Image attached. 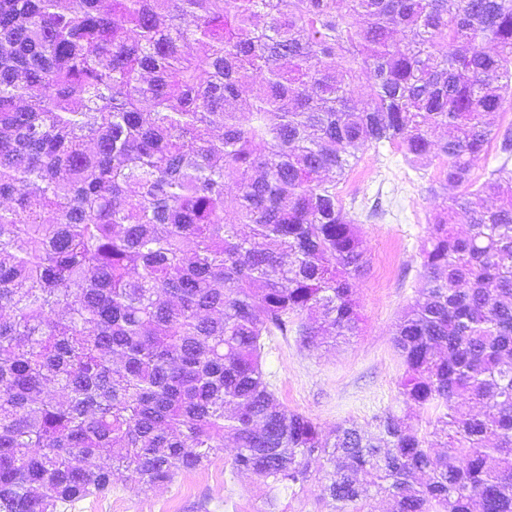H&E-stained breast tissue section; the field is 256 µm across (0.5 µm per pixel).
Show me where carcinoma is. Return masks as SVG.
Listing matches in <instances>:
<instances>
[{
	"mask_svg": "<svg viewBox=\"0 0 512 512\" xmlns=\"http://www.w3.org/2000/svg\"><path fill=\"white\" fill-rule=\"evenodd\" d=\"M509 100L512 0H0V512L67 509L117 471L149 491L226 437L261 512L314 456L331 512L371 491L512 512ZM385 143L446 161L393 333L441 454L392 412L324 434L261 362L290 324L315 336L304 314L358 332L366 246L336 180Z\"/></svg>",
	"mask_w": 512,
	"mask_h": 512,
	"instance_id": "carcinoma-1",
	"label": "carcinoma"
}]
</instances>
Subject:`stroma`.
I'll list each match as a JSON object with an SVG mask.
<instances>
[{"label": "stroma", "mask_w": 512, "mask_h": 512, "mask_svg": "<svg viewBox=\"0 0 512 512\" xmlns=\"http://www.w3.org/2000/svg\"><path fill=\"white\" fill-rule=\"evenodd\" d=\"M440 165L434 157L415 168L388 144L361 153L343 179L348 191L342 196L369 216L361 226L367 267L355 282L360 329L334 339L323 333L309 342L291 333L265 347L263 366L279 400L324 431L348 421L367 426L388 409L415 416L398 395L404 367L393 332L403 309L421 294L427 226L446 204L434 191ZM375 209L376 219L370 216ZM233 455L232 443H225L221 458L147 492L117 477L110 492L75 503L71 512H197L203 502L210 512H261L266 487L257 478L233 474Z\"/></svg>", "instance_id": "35a3bbf8"}]
</instances>
